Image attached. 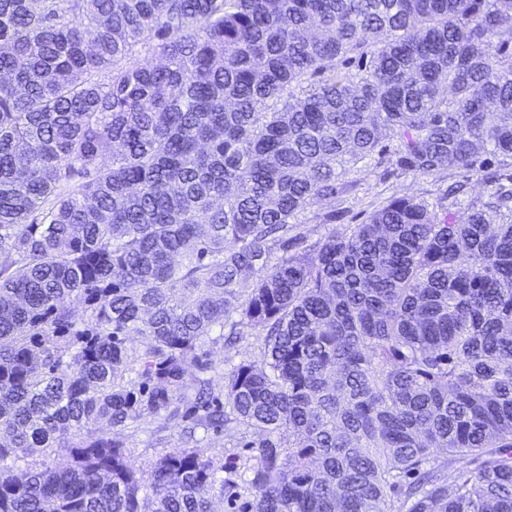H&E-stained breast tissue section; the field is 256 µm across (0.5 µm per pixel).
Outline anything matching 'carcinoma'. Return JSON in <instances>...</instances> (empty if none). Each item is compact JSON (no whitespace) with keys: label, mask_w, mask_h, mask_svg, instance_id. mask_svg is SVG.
<instances>
[{"label":"carcinoma","mask_w":512,"mask_h":512,"mask_svg":"<svg viewBox=\"0 0 512 512\" xmlns=\"http://www.w3.org/2000/svg\"><path fill=\"white\" fill-rule=\"evenodd\" d=\"M491 154L512 184V0H0V512H214L238 472L146 485L110 435L172 421L252 433L246 512H512V187L298 224L373 155ZM208 358L218 367L213 374L212 389L215 396L224 399V368L231 363H237L242 359L261 361L263 358L264 345L261 336H243L240 342L233 349L224 347L223 341L217 340L208 343L205 348ZM68 463L66 456L57 452L46 451L41 454H37L28 457L22 462L18 463V467L14 469V473L18 477H22L26 470H39L45 467H63Z\"/></svg>","instance_id":"carcinoma-1"}]
</instances>
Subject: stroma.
I'll return each instance as SVG.
<instances>
[{"mask_svg":"<svg viewBox=\"0 0 512 512\" xmlns=\"http://www.w3.org/2000/svg\"><path fill=\"white\" fill-rule=\"evenodd\" d=\"M349 184L346 194L335 199H316L311 202L302 216L305 230L310 239L316 240L329 232H350L354 225L363 223L375 210L399 196H411L425 201L431 208L446 204V191L449 185L462 181L467 188L465 200L488 199L492 187L489 177L483 172H448L423 176L411 171L387 173L378 167L375 160L369 159L350 168L345 176ZM335 214V224H326L324 218ZM206 351L216 365L212 389L215 396L224 394V368L243 359L259 361L263 358L264 345L261 337H243L235 348H225L223 341L208 343ZM130 451L131 461L142 476H149L152 464L161 455L174 453L187 448L188 442L177 424H169L166 429L155 432L149 429L119 434ZM197 446L206 455L213 457L226 467H240L248 457L247 449L238 447L236 440L221 431H198Z\"/></svg>","mask_w":512,"mask_h":512,"instance_id":"1","label":"stroma"}]
</instances>
